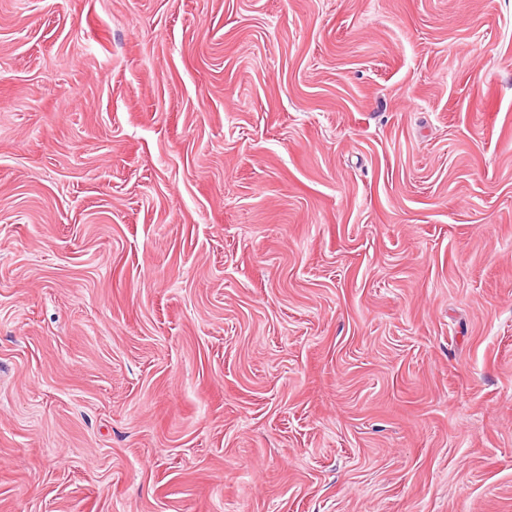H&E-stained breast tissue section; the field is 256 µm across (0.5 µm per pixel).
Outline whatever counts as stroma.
Wrapping results in <instances>:
<instances>
[{
  "instance_id": "35a3bbf8",
  "label": "stroma",
  "mask_w": 512,
  "mask_h": 512,
  "mask_svg": "<svg viewBox=\"0 0 512 512\" xmlns=\"http://www.w3.org/2000/svg\"><path fill=\"white\" fill-rule=\"evenodd\" d=\"M0 512H512V0H0Z\"/></svg>"
}]
</instances>
